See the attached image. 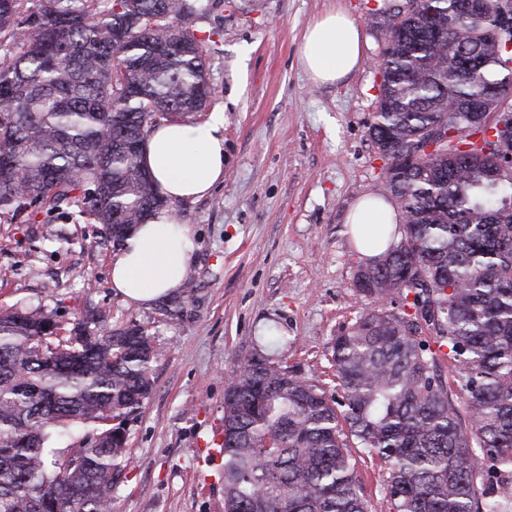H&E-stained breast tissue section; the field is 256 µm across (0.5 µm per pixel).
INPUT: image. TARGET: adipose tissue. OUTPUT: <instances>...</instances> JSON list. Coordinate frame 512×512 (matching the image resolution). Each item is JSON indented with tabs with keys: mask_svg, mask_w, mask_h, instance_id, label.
I'll return each mask as SVG.
<instances>
[{
	"mask_svg": "<svg viewBox=\"0 0 512 512\" xmlns=\"http://www.w3.org/2000/svg\"><path fill=\"white\" fill-rule=\"evenodd\" d=\"M364 60L362 30L343 8L331 9L306 29L299 65L314 83L333 85ZM143 163L168 201L209 196L224 180V111L204 122H161L147 137ZM195 242L189 225L169 209L133 227L112 256L111 283L127 304L147 305L183 288Z\"/></svg>",
	"mask_w": 512,
	"mask_h": 512,
	"instance_id": "adipose-tissue-1",
	"label": "adipose tissue"
}]
</instances>
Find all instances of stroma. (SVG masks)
Segmentation results:
<instances>
[{
    "label": "stroma",
    "mask_w": 512,
    "mask_h": 512,
    "mask_svg": "<svg viewBox=\"0 0 512 512\" xmlns=\"http://www.w3.org/2000/svg\"><path fill=\"white\" fill-rule=\"evenodd\" d=\"M343 4L365 38L361 67L334 86L299 67L306 27ZM193 30L210 32L211 107L224 110V182L210 197L170 208L196 248L176 315L113 291L118 245L90 222L61 225L43 246L42 224L0 223V311L43 307L61 333L86 313L136 323L159 350L154 388L127 423L119 512H224V382L254 349L336 392L331 341L373 307L355 275L365 255L347 215L373 195L383 166L369 136L386 38L368 14L375 0H210ZM288 339L280 349L269 328ZM369 512H389L384 467L353 452Z\"/></svg>",
    "instance_id": "obj_1"
}]
</instances>
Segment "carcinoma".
Segmentation results:
<instances>
[{
    "mask_svg": "<svg viewBox=\"0 0 512 512\" xmlns=\"http://www.w3.org/2000/svg\"><path fill=\"white\" fill-rule=\"evenodd\" d=\"M495 2L450 27L459 0H419L446 28L437 41L420 14L376 0L389 39L374 199L400 220L360 226L361 248L387 243L356 274L375 308L332 339L335 397L258 352L227 374L224 512H368L354 448L385 465L390 512H501L512 497V165L496 141L512 111L488 95H512V38L487 35ZM206 11L0 0V219L86 217L120 242L164 206L143 145L209 104L210 37L173 24ZM470 101L483 123L460 111ZM398 299L406 310L389 309ZM57 330L41 309L0 313V512H118L125 423L152 392L157 349L102 311ZM100 332L110 342L80 341ZM71 427L78 441L53 446Z\"/></svg>",
    "mask_w": 512,
    "mask_h": 512,
    "instance_id": "carcinoma-1",
    "label": "carcinoma"
}]
</instances>
